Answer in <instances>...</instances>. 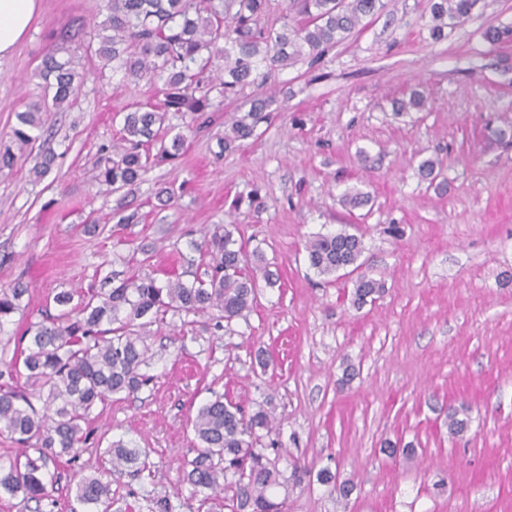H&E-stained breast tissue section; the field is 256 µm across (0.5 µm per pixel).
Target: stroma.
Segmentation results:
<instances>
[{
  "label": "stroma",
  "instance_id": "obj_1",
  "mask_svg": "<svg viewBox=\"0 0 512 512\" xmlns=\"http://www.w3.org/2000/svg\"><path fill=\"white\" fill-rule=\"evenodd\" d=\"M384 3L319 63L300 60L230 98L212 94L208 127L169 117L184 150L136 190L131 224L114 215L97 162L123 114L156 88L126 81L95 54L82 58L88 79L67 111L48 114L35 144L54 154L52 171L34 180L22 155L0 172V289L27 288L0 326V366L15 356L16 334L53 312L54 294L125 277L144 244L150 273L200 274L195 243L212 225L234 224L281 284L217 330L167 317L152 383L104 410L40 502L6 498L0 512H68L80 471L119 438L149 462L119 477L123 512H197L183 480L198 445L188 420L216 393L248 409L268 403L276 432L261 444L283 448L281 470L335 467L356 485L343 506L307 479L287 512H512V41L484 38L512 24V0H481L439 41L431 0ZM105 16V0H41L28 36L0 58V149L16 113L43 95V54ZM414 90L424 108L395 112L394 99ZM260 92L282 108L221 151L225 126ZM426 160L440 176H421ZM349 188L369 193L368 205L346 210L339 197ZM164 189L174 195L168 207L157 198ZM91 222L98 233L84 232ZM344 224L364 235L363 272L386 283L360 309L346 278L317 275L307 258L312 236ZM260 349L268 365L257 362ZM452 407L469 417L459 436L448 432ZM387 440L413 443L415 458L383 454Z\"/></svg>",
  "mask_w": 512,
  "mask_h": 512
}]
</instances>
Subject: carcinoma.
<instances>
[{
    "label": "carcinoma",
    "instance_id": "1",
    "mask_svg": "<svg viewBox=\"0 0 512 512\" xmlns=\"http://www.w3.org/2000/svg\"><path fill=\"white\" fill-rule=\"evenodd\" d=\"M480 0H432L431 36L439 39L448 21L460 22L473 13ZM269 0H106L107 15L96 25L95 54L105 66L134 81L158 86L161 96L123 115L120 140L103 157L100 182L119 194V223L131 224L136 212L129 197L146 181L153 165L180 156L182 134L166 140L168 114L188 116L195 122L212 107L211 90L226 98L267 79L271 71L296 63L303 57L316 63L325 52L345 39L362 21L383 10V0H288L287 10L306 19L301 26L288 23L278 28L261 24ZM91 45L62 38L44 55L39 76L42 98L16 114L11 139L19 151H33L44 127L47 112H63L74 101L85 76L77 66ZM224 62V78L203 89L201 80L189 75L196 67L204 73ZM274 103L270 96L249 100L246 115L231 124L221 138L223 149L254 135ZM425 100L414 91L409 99L395 102L398 112L420 110ZM157 152L150 153V147ZM54 156L35 155L32 172L44 178ZM208 259L205 276L192 281L181 274L160 280L151 273L135 271L109 289L73 288L53 297L59 314L30 323L22 334L26 345L5 369L0 370V436L19 445L0 462V496L22 497L38 502L47 485L56 481L58 465L65 456L76 460L83 452L98 413L114 397L138 392L152 380L146 368L151 360L150 327L166 316H210L231 323L249 312L260 288L277 284L259 248L251 251L234 239L228 224L206 230L200 245ZM309 266L322 276L350 270L352 305L360 309L385 292V281L360 272L363 235L347 228L318 234L306 245ZM26 289H0V328L19 310ZM24 385H18L19 380ZM448 410V431L464 433L468 418ZM191 427L198 440L195 456L184 461V481L192 487L197 512L224 496L229 512H287L289 490L301 485L311 473L305 465H293L290 476L278 467L277 449L257 447L258 431L271 434V416L264 406L245 413L222 394L201 405ZM108 465L89 467L90 473L76 482V501L85 512H112V474L142 471L146 460L122 440L105 450ZM320 484L330 486L336 497L347 501L355 490L350 479L324 467L317 472Z\"/></svg>",
    "mask_w": 512,
    "mask_h": 512
}]
</instances>
